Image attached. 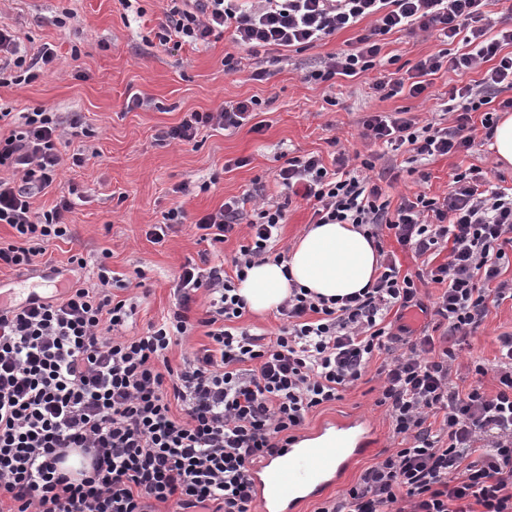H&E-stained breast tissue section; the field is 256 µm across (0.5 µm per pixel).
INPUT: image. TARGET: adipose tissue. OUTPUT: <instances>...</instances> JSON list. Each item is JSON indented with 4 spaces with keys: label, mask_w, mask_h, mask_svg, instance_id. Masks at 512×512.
Instances as JSON below:
<instances>
[{
    "label": "adipose tissue",
    "mask_w": 512,
    "mask_h": 512,
    "mask_svg": "<svg viewBox=\"0 0 512 512\" xmlns=\"http://www.w3.org/2000/svg\"><path fill=\"white\" fill-rule=\"evenodd\" d=\"M380 256L373 239L352 224H314L287 258L267 260L248 270L237 293L262 315L277 309L299 285L324 297H342L372 284Z\"/></svg>",
    "instance_id": "1"
}]
</instances>
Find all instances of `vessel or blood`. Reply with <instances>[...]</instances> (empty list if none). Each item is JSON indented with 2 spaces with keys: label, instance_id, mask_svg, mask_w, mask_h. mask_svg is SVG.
<instances>
[{
  "label": "vessel or blood",
  "instance_id": "1",
  "mask_svg": "<svg viewBox=\"0 0 512 512\" xmlns=\"http://www.w3.org/2000/svg\"><path fill=\"white\" fill-rule=\"evenodd\" d=\"M355 447L303 448L289 455L287 464L272 467L263 461L251 471L262 512H295L304 498L317 496L337 483L361 448L372 446L374 431L362 428Z\"/></svg>",
  "mask_w": 512,
  "mask_h": 512
}]
</instances>
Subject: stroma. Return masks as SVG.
Wrapping results in <instances>:
<instances>
[{"instance_id": "stroma-1", "label": "stroma", "mask_w": 512, "mask_h": 512, "mask_svg": "<svg viewBox=\"0 0 512 512\" xmlns=\"http://www.w3.org/2000/svg\"><path fill=\"white\" fill-rule=\"evenodd\" d=\"M140 5L143 12L136 15L125 11L119 0H0V24L16 30L28 53H37L46 44L55 53L40 80L0 85V109L17 113L39 107L63 122L77 116L90 131L65 149L69 155L84 152L85 163L64 164L56 182L31 200L33 210L42 211L68 190H76L78 200L68 215L73 240L51 244L45 255L37 257L36 270L1 269L0 297L10 304L22 303L26 287L49 267L59 270L61 287L87 278V270L71 266V255H82L92 263L106 251L108 265L120 281L113 294L135 304L125 330L129 336L143 334L150 323L167 314L181 266L203 251L193 217L217 210L231 197L247 196L255 204L280 200L275 172L284 157L314 153L331 163L336 147L363 149L364 113L405 110L430 121L439 117L453 89L483 76L479 69L441 70L431 76L424 98L405 92L384 96L374 89L369 74L311 80V72L322 69L329 55L350 48L367 29L363 21L312 47L285 50L283 61L267 63V76L255 81L250 69L235 74L224 70V56L233 49L231 31L197 46H163L156 32L165 19L166 0H140ZM66 8L74 17L62 26L57 18ZM443 47L436 34L398 32L387 35L381 55L394 59L397 78L405 79L421 58ZM135 95L145 99V106L128 108ZM253 96L262 102L257 115L261 131L246 126L235 131L205 127L189 145L162 137L186 113L212 111ZM371 153L376 157L371 176L395 205L417 193L443 195L453 174L473 165L482 167L492 184L512 187V169H495L494 151L480 129L469 151L413 165L405 148L387 155L377 145ZM237 159L243 160V167H234ZM182 183L189 184V192L175 193V186ZM176 206L187 212L189 223L163 242H151L146 235L149 226L162 223L165 213ZM505 333H512L508 300L490 306L476 335L458 349L461 388L479 380L469 370L471 360L495 363L498 338ZM479 381L485 390H492L491 378ZM376 386L373 380L359 381L341 400L309 415L305 425L309 431L342 416L364 417L379 439L376 447L352 462L342 480L304 502L298 512H316L323 502L342 495L382 451L394 447L390 419L384 408L374 404Z\"/></svg>"}]
</instances>
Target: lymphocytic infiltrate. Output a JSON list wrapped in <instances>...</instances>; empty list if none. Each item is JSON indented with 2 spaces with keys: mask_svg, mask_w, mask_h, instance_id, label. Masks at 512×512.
Returning a JSON list of instances; mask_svg holds the SVG:
<instances>
[{
  "mask_svg": "<svg viewBox=\"0 0 512 512\" xmlns=\"http://www.w3.org/2000/svg\"><path fill=\"white\" fill-rule=\"evenodd\" d=\"M485 0H169L160 44L205 43L233 27L234 52L227 71L260 50L303 49L338 31L370 20L354 49L330 55L313 80L355 77L376 65L382 39L393 31L434 32L447 48L420 59L411 83L377 77L376 90L421 96L429 76L442 67L484 68L483 78L450 96V127L398 111L370 112L362 139L392 150L410 146L415 158L468 151L474 143L472 115L481 112L486 136L499 115L512 110V26L485 21ZM461 42L459 51L449 46ZM54 60L45 46L22 52L14 34L0 27V76L13 84L36 81ZM260 102L249 98L210 112H191L167 138L193 142L200 128H240ZM52 113H21L0 137V224L16 239L0 243V266L31 270L57 240L72 239L67 215L74 207L60 197L33 211L32 197L49 187L65 162L67 130ZM349 154L332 165L316 156L286 159L276 173L285 194L313 201L316 224H352L368 237L393 234L402 249L425 255L447 250L428 273L405 274L393 253L382 252L375 282L341 298L292 294L279 307L284 323L269 338L234 327L246 304L235 279L269 259L286 221L274 202L246 211L232 198L193 221L200 241L224 243L240 225L249 240L231 260L233 273L208 255L187 262L177 278L174 308L145 335L122 330L134 305L116 299L105 262L91 267V282H77L50 297L0 307V503L9 512H251L256 499L250 470L286 447L309 413L341 399L365 376L375 354L384 360L376 406L385 407L398 448L365 468L341 498L317 512H512V334L501 336L495 367L474 362L476 376H493L494 392L482 385L460 389L453 381L456 348L473 336L490 305L512 300V191L490 184L472 167L454 175L444 196L423 193L398 206L384 199L365 175L370 160L351 168ZM438 284L442 293L424 303L420 289ZM207 308L198 323L188 312L197 294ZM418 309L442 336L414 334L387 322L391 310ZM203 326L209 346L172 366L169 348ZM441 416L432 426V416ZM84 461L72 471L70 454Z\"/></svg>",
  "mask_w": 512,
  "mask_h": 512,
  "instance_id": "f902f5d3",
  "label": "lymphocytic infiltrate"
}]
</instances>
